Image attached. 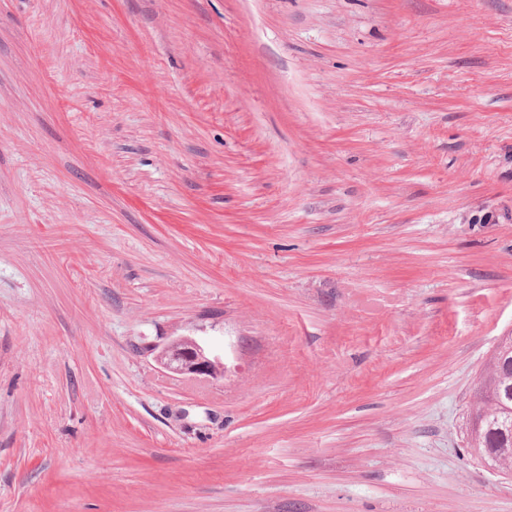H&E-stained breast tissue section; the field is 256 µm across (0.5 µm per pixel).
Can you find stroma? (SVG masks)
Here are the masks:
<instances>
[{"instance_id":"stroma-1","label":"stroma","mask_w":512,"mask_h":512,"mask_svg":"<svg viewBox=\"0 0 512 512\" xmlns=\"http://www.w3.org/2000/svg\"><path fill=\"white\" fill-rule=\"evenodd\" d=\"M510 332L512 0H0V512H512ZM157 358L173 374L213 380L224 377V361L212 356L206 345L194 336L172 337L159 349ZM469 445L485 465L504 473L511 467L512 473V338L503 341L481 377Z\"/></svg>"}]
</instances>
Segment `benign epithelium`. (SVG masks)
<instances>
[{
    "mask_svg": "<svg viewBox=\"0 0 512 512\" xmlns=\"http://www.w3.org/2000/svg\"><path fill=\"white\" fill-rule=\"evenodd\" d=\"M157 358L173 374L213 380L224 377V361L193 336L172 337L159 349Z\"/></svg>",
    "mask_w": 512,
    "mask_h": 512,
    "instance_id": "benign-epithelium-1",
    "label": "benign epithelium"
}]
</instances>
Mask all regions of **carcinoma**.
I'll use <instances>...</instances> for the list:
<instances>
[{"label": "carcinoma", "instance_id": "1", "mask_svg": "<svg viewBox=\"0 0 512 512\" xmlns=\"http://www.w3.org/2000/svg\"><path fill=\"white\" fill-rule=\"evenodd\" d=\"M470 449L484 464L512 468V338L487 364L475 395Z\"/></svg>", "mask_w": 512, "mask_h": 512}]
</instances>
